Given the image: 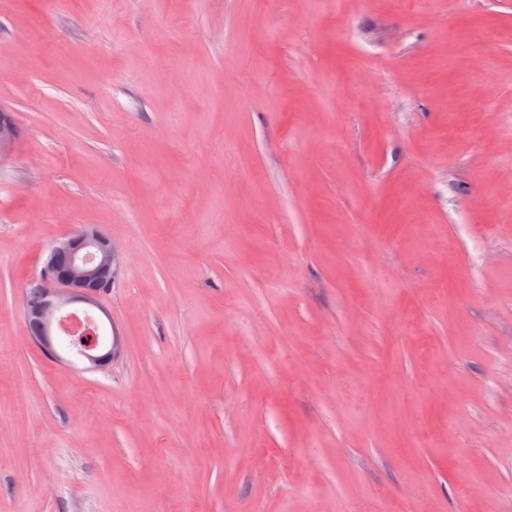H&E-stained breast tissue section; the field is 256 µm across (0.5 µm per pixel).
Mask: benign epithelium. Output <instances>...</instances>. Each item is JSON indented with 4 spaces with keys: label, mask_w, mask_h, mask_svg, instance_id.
<instances>
[{
    "label": "benign epithelium",
    "mask_w": 512,
    "mask_h": 512,
    "mask_svg": "<svg viewBox=\"0 0 512 512\" xmlns=\"http://www.w3.org/2000/svg\"><path fill=\"white\" fill-rule=\"evenodd\" d=\"M67 259L64 267L59 258ZM121 271L112 239L95 226H85L58 239L50 248L44 270L31 283L41 297L39 306L27 311L41 326L34 341L49 354L67 341L68 351L85 369L95 370L112 361L117 345L104 340L99 319L81 321L76 312L100 308L99 298L112 289Z\"/></svg>",
    "instance_id": "1"
}]
</instances>
